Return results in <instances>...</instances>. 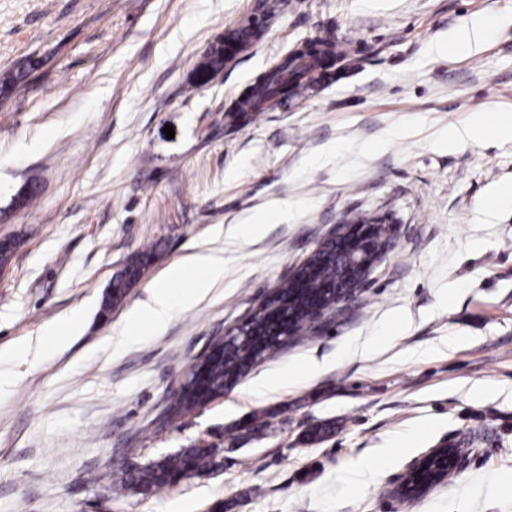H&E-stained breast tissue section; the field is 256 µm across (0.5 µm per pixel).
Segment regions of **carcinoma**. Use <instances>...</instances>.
<instances>
[{"instance_id": "carcinoma-1", "label": "carcinoma", "mask_w": 512, "mask_h": 512, "mask_svg": "<svg viewBox=\"0 0 512 512\" xmlns=\"http://www.w3.org/2000/svg\"><path fill=\"white\" fill-rule=\"evenodd\" d=\"M347 56L336 50V38L326 35L306 41L297 50L275 60L253 83L248 85L228 109L234 123L248 124L254 113L264 110L277 99L297 92L303 79L319 64H328ZM224 44L218 43L203 56L193 72L194 87H202L223 72ZM31 66L20 63L0 74V97L6 99L27 80ZM155 257L150 247L131 256L111 281L103 297L101 312L107 313L119 304L131 286L145 273ZM336 272L335 252L325 250L312 258V265L300 278H290L276 291L277 298L264 305L252 316L254 336L245 345L223 349L209 359V365L199 382V392L224 387L227 380L252 367L256 362L275 353L283 346L281 337L293 339L315 329L310 308L325 296ZM219 449L213 446L184 448L158 461L144 465L120 478L123 488L142 491L162 488L191 476L204 475L219 466Z\"/></svg>"}]
</instances>
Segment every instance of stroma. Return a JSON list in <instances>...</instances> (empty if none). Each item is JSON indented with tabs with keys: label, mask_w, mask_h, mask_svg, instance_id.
<instances>
[{
	"label": "stroma",
	"mask_w": 512,
	"mask_h": 512,
	"mask_svg": "<svg viewBox=\"0 0 512 512\" xmlns=\"http://www.w3.org/2000/svg\"><path fill=\"white\" fill-rule=\"evenodd\" d=\"M262 4L260 39L191 87L206 49ZM477 19L480 43L448 49ZM329 33L347 50L339 79L230 125L275 57ZM27 59V85L0 99V238L20 241L0 268V512H512V199L491 200L512 185V135L448 136L512 114V0H0V73ZM262 214V237H212ZM360 218L390 245L348 312L171 416L214 339ZM154 245L101 317L112 276ZM200 246L228 256L223 285L122 342L128 311ZM73 313L80 334L46 347ZM375 337L382 349L359 353ZM310 359L322 373L292 380ZM264 376L283 382L254 396ZM452 444L470 451L462 471L395 495L413 461ZM206 445L223 450L209 474L118 483Z\"/></svg>",
	"instance_id": "1"
}]
</instances>
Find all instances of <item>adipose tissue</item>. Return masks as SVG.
I'll return each mask as SVG.
<instances>
[{
	"label": "adipose tissue",
	"instance_id": "obj_1",
	"mask_svg": "<svg viewBox=\"0 0 512 512\" xmlns=\"http://www.w3.org/2000/svg\"><path fill=\"white\" fill-rule=\"evenodd\" d=\"M223 281L224 257L208 248L193 253L187 263L169 267L147 300L129 311L126 338L140 336L145 325L161 328L176 311L199 304Z\"/></svg>",
	"mask_w": 512,
	"mask_h": 512
}]
</instances>
